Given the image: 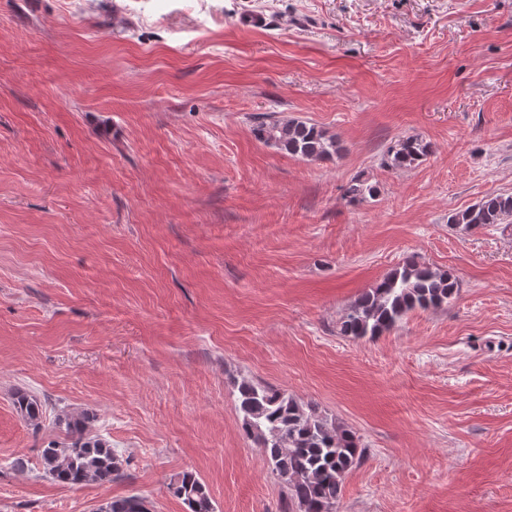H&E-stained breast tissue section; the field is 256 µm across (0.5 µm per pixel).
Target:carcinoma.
<instances>
[{
    "mask_svg": "<svg viewBox=\"0 0 512 512\" xmlns=\"http://www.w3.org/2000/svg\"><path fill=\"white\" fill-rule=\"evenodd\" d=\"M253 133L278 149L310 160L339 153L338 142L306 121L282 120L273 112L252 116ZM431 146L417 136L403 137L387 147L382 164L392 170L410 169L427 158ZM379 194V186L363 175L353 176L342 189V199L359 204ZM512 218V193L487 195L448 216V224L466 231L503 224ZM458 279L451 270L430 266L416 254L405 256L383 280L360 293L342 318L340 331L354 338H372L395 327L408 313L440 308L456 295ZM240 428L262 450L271 474L284 493L280 512H336L347 473L365 456L356 433L328 420L313 402H297L285 392L251 381L235 384ZM14 406L30 422L41 418L43 404L24 391ZM92 417L64 413L57 424L69 442H50L41 450L43 472L55 482L80 487L110 484L125 477L123 461L112 445L90 435ZM173 494L188 512H215L205 485L191 471L170 482ZM95 512H151L139 495L113 498Z\"/></svg>",
    "mask_w": 512,
    "mask_h": 512,
    "instance_id": "1",
    "label": "carcinoma"
}]
</instances>
